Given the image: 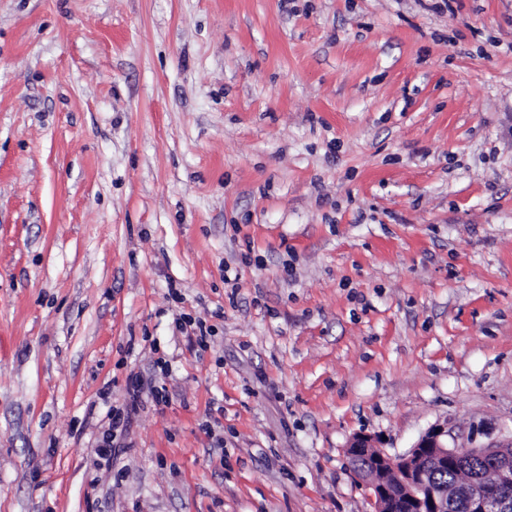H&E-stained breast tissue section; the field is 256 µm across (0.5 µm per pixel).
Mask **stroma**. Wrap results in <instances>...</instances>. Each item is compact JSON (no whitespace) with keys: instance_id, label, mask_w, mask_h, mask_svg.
Returning <instances> with one entry per match:
<instances>
[{"instance_id":"1","label":"stroma","mask_w":512,"mask_h":512,"mask_svg":"<svg viewBox=\"0 0 512 512\" xmlns=\"http://www.w3.org/2000/svg\"><path fill=\"white\" fill-rule=\"evenodd\" d=\"M435 426L512 441V0H0V512H375ZM143 390L144 387L140 377L137 375L132 376L129 381L130 403L126 404L122 410L112 407V411L107 412V417L112 427V437L113 434L116 436L118 431L120 434L122 433L127 424L129 411L135 409L140 401Z\"/></svg>"}]
</instances>
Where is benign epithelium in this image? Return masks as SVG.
Returning <instances> with one entry per match:
<instances>
[{"label": "benign epithelium", "instance_id": "obj_1", "mask_svg": "<svg viewBox=\"0 0 512 512\" xmlns=\"http://www.w3.org/2000/svg\"><path fill=\"white\" fill-rule=\"evenodd\" d=\"M447 435L445 428L434 427L407 453L398 456L375 449L374 438L367 434L352 439L347 457L364 460L359 477L369 481L376 512H390L395 501L405 512H452L459 499L469 503L470 512H512V497L497 493L499 487L512 482V447L450 448L445 442ZM466 456L491 460L495 480L479 474L462 486L430 483L431 468H454Z\"/></svg>", "mask_w": 512, "mask_h": 512}]
</instances>
